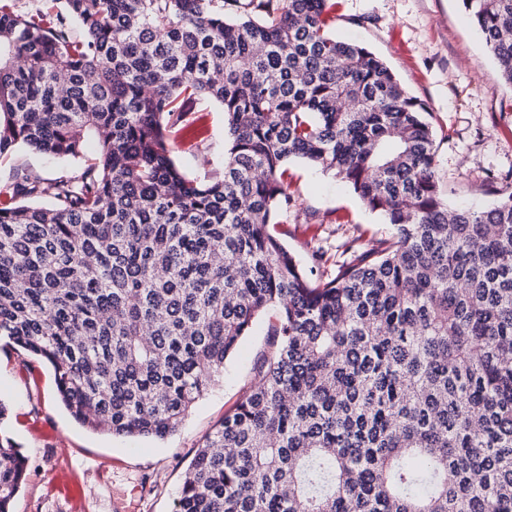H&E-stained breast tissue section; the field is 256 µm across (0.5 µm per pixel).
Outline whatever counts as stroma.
<instances>
[{"instance_id":"obj_1","label":"stroma","mask_w":512,"mask_h":512,"mask_svg":"<svg viewBox=\"0 0 512 512\" xmlns=\"http://www.w3.org/2000/svg\"><path fill=\"white\" fill-rule=\"evenodd\" d=\"M336 36L367 45L429 109L436 178L451 204L476 209L512 191V85L501 78L461 0H334ZM191 130L168 132L175 163L205 177L224 165V113L198 100ZM54 178L70 163L18 148L0 160V181L15 168ZM290 192L301 220L276 230L305 270L323 276L348 247L363 250L387 237L383 217L318 167L294 160ZM260 319L165 440L122 438L81 427L58 401L49 364L0 340V399L7 430L27 460L26 484L12 512H172L195 448L242 400L269 349Z\"/></svg>"}]
</instances>
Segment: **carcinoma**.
I'll use <instances>...</instances> for the list:
<instances>
[{"label": "carcinoma", "mask_w": 512, "mask_h": 512, "mask_svg": "<svg viewBox=\"0 0 512 512\" xmlns=\"http://www.w3.org/2000/svg\"><path fill=\"white\" fill-rule=\"evenodd\" d=\"M329 0H0V339L45 360L81 426L179 430L255 320L272 350L204 436L173 512H512V192L451 207L424 103ZM512 84V0H462ZM223 108V170L166 130ZM392 235L311 278L271 229L288 163ZM0 512L26 482L3 425ZM74 166V163L55 160L19 147L11 156L0 160V181H8L18 167L34 169L45 178H55Z\"/></svg>", "instance_id": "1"}]
</instances>
